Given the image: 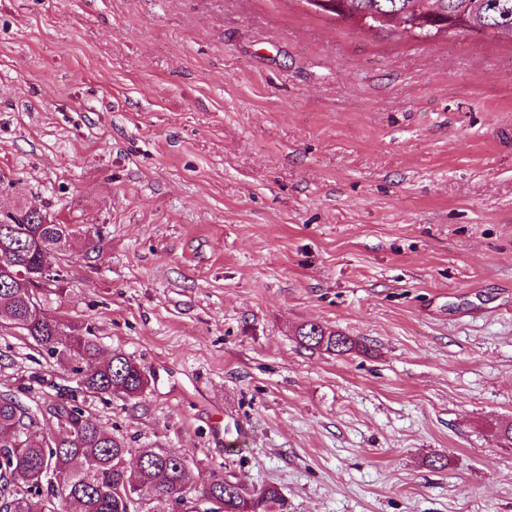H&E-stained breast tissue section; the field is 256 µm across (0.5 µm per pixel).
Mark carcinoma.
Segmentation results:
<instances>
[{"mask_svg": "<svg viewBox=\"0 0 512 512\" xmlns=\"http://www.w3.org/2000/svg\"><path fill=\"white\" fill-rule=\"evenodd\" d=\"M331 15L418 35L465 30L491 40L512 31V0H336ZM82 238L91 239V231L77 224H45L32 207L23 211L22 221L0 223V317L67 368L85 392L135 398L149 383L141 366L121 353L105 355L81 323L40 318L35 291L7 269L9 263L39 265L63 244ZM298 339L308 349L334 355L367 349L358 339L318 324L301 327ZM42 419L62 429L49 435ZM134 452L139 464L131 468L127 457ZM188 481L182 453L134 450L94 423L74 400L53 404L40 415L14 392H0V512H56L54 499L71 503L77 512H150L147 505L155 499L166 500L170 512H200L201 501H217L223 512L286 510L274 484L247 499L221 474L187 498Z\"/></svg>", "mask_w": 512, "mask_h": 512, "instance_id": "1", "label": "carcinoma"}]
</instances>
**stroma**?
I'll list each match as a JSON object with an SVG mask.
<instances>
[{
    "label": "stroma",
    "instance_id": "1",
    "mask_svg": "<svg viewBox=\"0 0 512 512\" xmlns=\"http://www.w3.org/2000/svg\"><path fill=\"white\" fill-rule=\"evenodd\" d=\"M31 205L101 234L48 315L150 385L85 393L0 325V391L288 512H512L511 40L304 0H0V219ZM307 323L368 349H306Z\"/></svg>",
    "mask_w": 512,
    "mask_h": 512
}]
</instances>
